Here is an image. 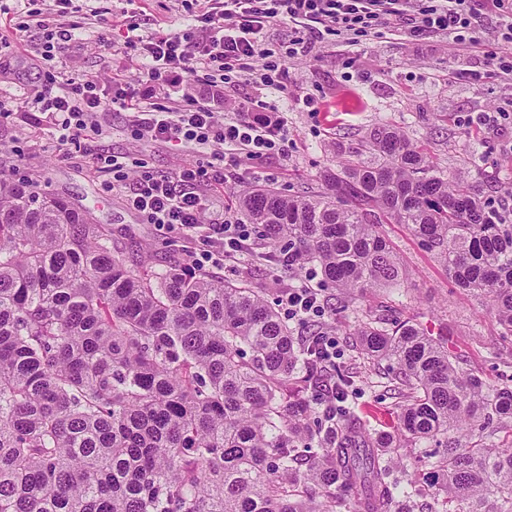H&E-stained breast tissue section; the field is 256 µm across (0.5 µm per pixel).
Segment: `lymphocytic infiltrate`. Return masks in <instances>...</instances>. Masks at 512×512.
<instances>
[{
  "label": "lymphocytic infiltrate",
  "instance_id": "1",
  "mask_svg": "<svg viewBox=\"0 0 512 512\" xmlns=\"http://www.w3.org/2000/svg\"><path fill=\"white\" fill-rule=\"evenodd\" d=\"M54 19L37 20L41 32L35 47L47 61L44 80L52 94L28 100L29 112L41 114L54 129L58 146L87 134H101L108 112L134 109L135 139L206 148L224 144L204 165L181 169L174 177L145 170L129 178L124 156L97 154L95 161L111 173L106 189L123 199L145 224L166 236L186 240V269L208 272L244 258L254 248L253 225L243 221H208L205 187L227 183L241 160L281 155L288 149L284 121L276 107L255 113L250 100L225 108L224 89L253 83L271 93L293 94L287 61L304 53L306 36L326 34L360 42L380 30L406 29L412 35L444 33L456 48L478 47L475 31L481 15L471 0H194V23L185 30L162 27L139 32L135 21L116 18L119 35L106 43L107 53L132 54L147 83L162 92L163 101L142 103L123 71L105 83L62 76L54 61L76 39L79 23L69 20L71 0H54ZM305 28L306 36L289 35L270 46L268 32L284 23ZM185 75L202 81L207 95L183 88L179 98L166 94ZM319 276L307 267L299 284L283 285L276 304L292 323L317 325L326 315L324 300L313 282Z\"/></svg>",
  "mask_w": 512,
  "mask_h": 512
}]
</instances>
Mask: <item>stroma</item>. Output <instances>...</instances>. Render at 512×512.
Segmentation results:
<instances>
[{
    "label": "stroma",
    "mask_w": 512,
    "mask_h": 512,
    "mask_svg": "<svg viewBox=\"0 0 512 512\" xmlns=\"http://www.w3.org/2000/svg\"><path fill=\"white\" fill-rule=\"evenodd\" d=\"M74 2L81 8L83 27L60 65L65 74L81 80H95L105 71L126 66L124 59L101 49L112 39V16H136L146 31L159 23L176 29L190 10L188 0ZM482 13L480 46L473 51L451 52L447 36L439 33L415 41L403 29H386L357 44L332 35L313 37L303 55L287 62L299 86L298 99L279 98L252 84L234 89L233 97L284 109L288 150L245 162L237 179L211 188L213 222L238 218L235 197L253 186L271 185L290 196L322 192L321 175L338 169L341 149L356 146L382 125L394 126L422 144L430 163L446 177L477 185L493 207L512 211V197L503 193L504 186L512 185V123L498 118L499 113H512V78L487 69L486 55L496 48L498 12L486 7ZM39 36L35 28L9 36V60L0 67V101L7 108L18 109L42 86L43 65L32 50ZM132 124V111L110 112L101 135L86 147H71L64 156L47 124L4 122L0 168L15 179L35 175L38 191L89 208L125 258L150 266L182 263L181 247L152 225L141 223L122 199L105 191L109 174L93 167L89 154H123L128 163L164 176L195 163L200 155L171 143L134 142ZM378 230L400 257V286L371 289L344 310L337 307L335 289H325L322 295L329 307L328 323L339 328V362L355 363L361 372L351 401L353 414L374 432L391 433L397 427L396 400L382 370L373 368L352 347L349 331L359 321L370 315L413 319L429 335L447 337L448 349L461 369L480 372L492 381L512 375V343L502 340L498 323L482 302L456 288L443 264L405 225L382 224ZM397 454L396 478L417 477L422 488L414 499V512H432L436 474H418L420 451L410 444H403Z\"/></svg>",
    "instance_id": "1"
}]
</instances>
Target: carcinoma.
<instances>
[{
  "instance_id": "obj_1",
  "label": "carcinoma",
  "mask_w": 512,
  "mask_h": 512,
  "mask_svg": "<svg viewBox=\"0 0 512 512\" xmlns=\"http://www.w3.org/2000/svg\"><path fill=\"white\" fill-rule=\"evenodd\" d=\"M325 191L246 189L256 235L316 266L345 302L401 279L376 230L404 224L512 341V224L437 173L401 131L369 132ZM248 274L123 257L91 212L0 175V512H412L400 439L429 443L439 512H512V386L453 361L408 319L369 318L355 348L387 363L397 433L350 416L357 372L315 361ZM325 385L336 407L319 406Z\"/></svg>"
}]
</instances>
